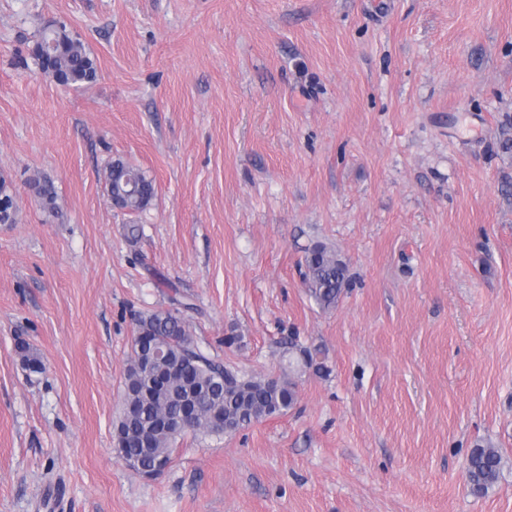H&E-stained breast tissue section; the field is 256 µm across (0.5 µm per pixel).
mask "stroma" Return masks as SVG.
I'll return each mask as SVG.
<instances>
[{
	"instance_id": "1",
	"label": "stroma",
	"mask_w": 512,
	"mask_h": 512,
	"mask_svg": "<svg viewBox=\"0 0 512 512\" xmlns=\"http://www.w3.org/2000/svg\"><path fill=\"white\" fill-rule=\"evenodd\" d=\"M48 20L93 83L35 66ZM507 130L512 0H0V512H512ZM118 158L146 210L113 206ZM318 243L348 266L330 309ZM177 302L226 365L326 369L148 480L113 425L136 317ZM479 445L502 469L476 492ZM127 176L131 177L135 183V188L132 192L129 191V185L124 183V178ZM105 181H108V185H110L111 194L112 192L119 194L120 191L127 193L123 208L131 212L145 209L155 195L153 180L140 168L120 159L113 161L109 165ZM304 277L317 302L326 309L335 307L348 285V267L341 256L323 244L309 249ZM502 457L497 448L477 446L473 448L469 458L467 479L476 491H483L499 478Z\"/></svg>"
}]
</instances>
